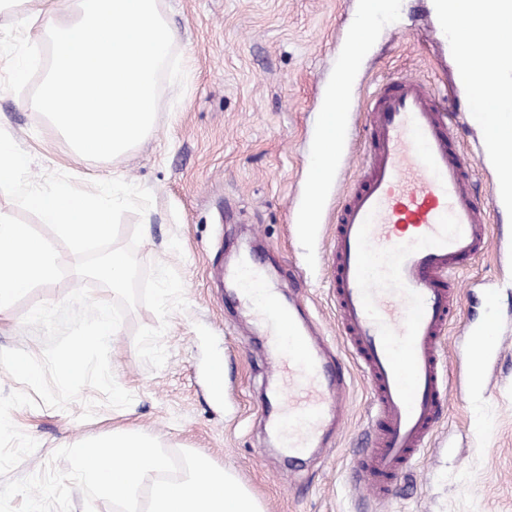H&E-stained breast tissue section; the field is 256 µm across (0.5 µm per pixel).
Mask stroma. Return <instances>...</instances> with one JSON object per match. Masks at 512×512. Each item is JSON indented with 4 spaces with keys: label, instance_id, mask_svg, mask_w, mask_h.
I'll list each match as a JSON object with an SVG mask.
<instances>
[{
    "label": "stroma",
    "instance_id": "stroma-1",
    "mask_svg": "<svg viewBox=\"0 0 512 512\" xmlns=\"http://www.w3.org/2000/svg\"><path fill=\"white\" fill-rule=\"evenodd\" d=\"M360 0H157L175 31L174 49L185 69L183 86L162 82L158 113L148 135L124 156L94 161L74 154L29 93L0 90V129L31 157V175L69 174L87 188L118 178L145 187L153 204L125 215L119 237L127 244L135 225L143 266L174 268L186 309L170 314L162 343L168 357L153 370L138 356V327L158 317L144 306L129 312L110 341L117 383L133 394L129 407L100 405L84 421L83 402L67 408L20 407L13 423L38 443L13 470L39 472L55 450L115 430L140 431L171 452L192 450L232 472L264 512H512V344L486 371L484 387L469 384L476 344L464 321L512 329V252H490L460 268L463 287L458 325L441 345L448 361L449 399L435 435L385 502L357 492L354 451L373 413L362 370L342 348L328 269L331 222L301 224L317 122L328 82ZM372 50L349 85L348 112L391 76L413 74L437 95L458 87L450 42L433 0H394L393 10L369 24ZM259 256L268 285L299 303L328 347H339L347 367V417L341 435L298 461L270 442L261 404L274 394L277 357L253 310L226 297L212 266H228L240 248ZM83 281L67 273L33 290L0 318V350L22 348L41 356L43 338L24 326L40 303L57 304ZM495 289L486 305L485 289ZM222 364L223 390L211 388V369Z\"/></svg>",
    "mask_w": 512,
    "mask_h": 512
}]
</instances>
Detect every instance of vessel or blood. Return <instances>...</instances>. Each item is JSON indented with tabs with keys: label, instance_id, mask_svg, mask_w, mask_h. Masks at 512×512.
<instances>
[{
	"label": "vessel or blood",
	"instance_id": "b4317fda",
	"mask_svg": "<svg viewBox=\"0 0 512 512\" xmlns=\"http://www.w3.org/2000/svg\"><path fill=\"white\" fill-rule=\"evenodd\" d=\"M484 18L479 45L512 55L501 17ZM483 95L512 98V72L487 79ZM364 152L358 177L333 216L329 266L340 334L369 383L373 414L354 469L358 488L386 501L437 429L448 399L441 343L455 317L460 287L453 270L492 247L490 217L471 166L458 148L460 121L447 99L416 76L393 78L362 105ZM496 169L490 194L512 209V138L485 149ZM240 297L267 325L280 356L273 365L291 393L269 422L288 456L321 447L326 412L344 420L346 379L340 359L281 308L252 259L226 269Z\"/></svg>",
	"mask_w": 512,
	"mask_h": 512
}]
</instances>
